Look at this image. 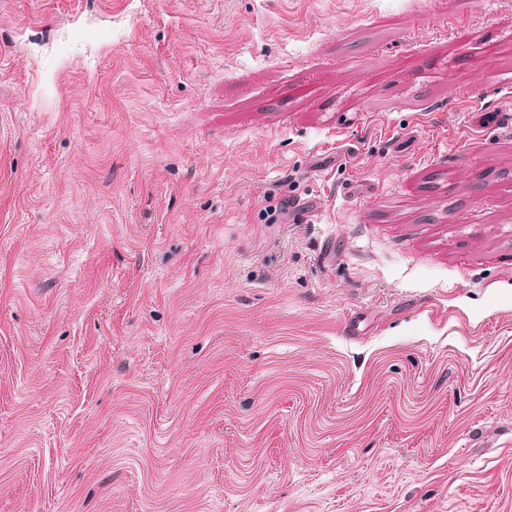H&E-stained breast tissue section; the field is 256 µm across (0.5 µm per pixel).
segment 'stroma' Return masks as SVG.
<instances>
[{
  "instance_id": "1",
  "label": "stroma",
  "mask_w": 512,
  "mask_h": 512,
  "mask_svg": "<svg viewBox=\"0 0 512 512\" xmlns=\"http://www.w3.org/2000/svg\"><path fill=\"white\" fill-rule=\"evenodd\" d=\"M0 512H512V0H0Z\"/></svg>"
}]
</instances>
